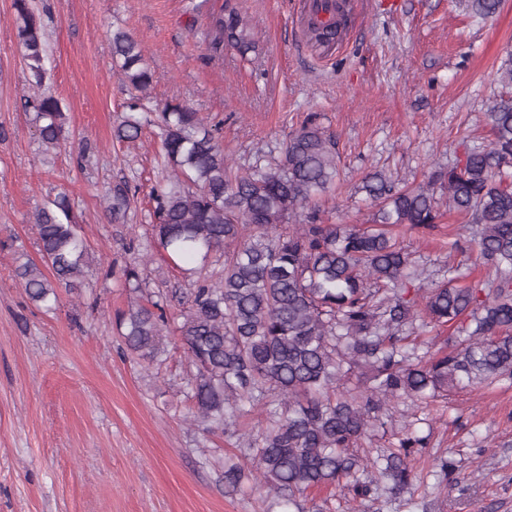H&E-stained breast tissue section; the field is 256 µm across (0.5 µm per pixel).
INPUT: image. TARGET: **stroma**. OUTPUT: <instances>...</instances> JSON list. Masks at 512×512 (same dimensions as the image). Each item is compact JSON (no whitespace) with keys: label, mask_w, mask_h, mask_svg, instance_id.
<instances>
[{"label":"stroma","mask_w":512,"mask_h":512,"mask_svg":"<svg viewBox=\"0 0 512 512\" xmlns=\"http://www.w3.org/2000/svg\"><path fill=\"white\" fill-rule=\"evenodd\" d=\"M238 3L255 48L228 46L216 57L206 37L213 0H32L45 25L47 84L67 114L68 143L49 151L25 112L13 0H0V512H280L263 492L225 491L224 455L245 441L231 426L206 437L189 426L183 353L171 351L157 370L121 353L115 314L130 294L119 272L151 209L139 198L127 222L114 224L103 197L122 181L150 189L164 167L156 127L130 143L112 140L132 92L112 58L113 30L145 50L153 73L145 110L180 103L223 121L235 165L279 155L316 114L341 157L340 177L319 202L327 224L367 223V173L415 185L491 137L485 112L504 92L497 71L512 48V0L485 20L460 0H349L351 22L325 50L306 36L309 0ZM82 142L92 146L83 160ZM61 191L92 262L86 288L61 291L49 310L27 298L14 269L39 260L31 215ZM397 233L428 269L457 266L461 285L486 280V269L459 266L448 247L468 238L461 217ZM414 412L428 444L414 462L413 492L351 503L319 493L316 502L331 512H512V380L455 388ZM437 457L452 464V480L434 476Z\"/></svg>","instance_id":"35a3bbf8"}]
</instances>
